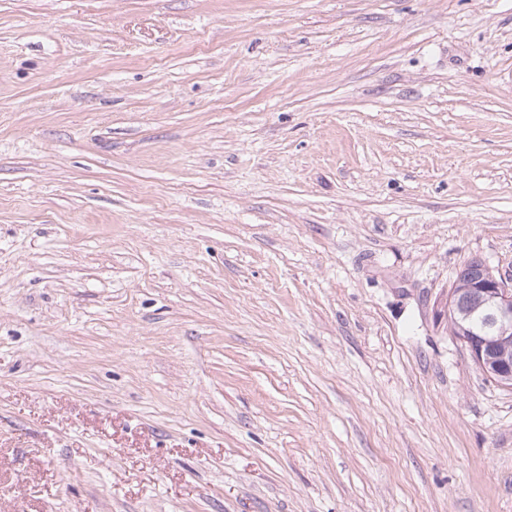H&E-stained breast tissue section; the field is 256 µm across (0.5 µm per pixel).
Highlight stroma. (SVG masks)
I'll list each match as a JSON object with an SVG mask.
<instances>
[{
	"label": "stroma",
	"instance_id": "stroma-1",
	"mask_svg": "<svg viewBox=\"0 0 512 512\" xmlns=\"http://www.w3.org/2000/svg\"><path fill=\"white\" fill-rule=\"evenodd\" d=\"M512 0H0V512H512ZM486 266L483 260L474 258L457 275L451 288L452 300L448 304V330L456 338L476 331L477 316L484 308V299L489 310L465 346L472 361L492 380L512 388V356L509 357L506 351L496 352L497 342L512 335V283L509 285L488 267L482 280L473 288Z\"/></svg>",
	"mask_w": 512,
	"mask_h": 512
}]
</instances>
